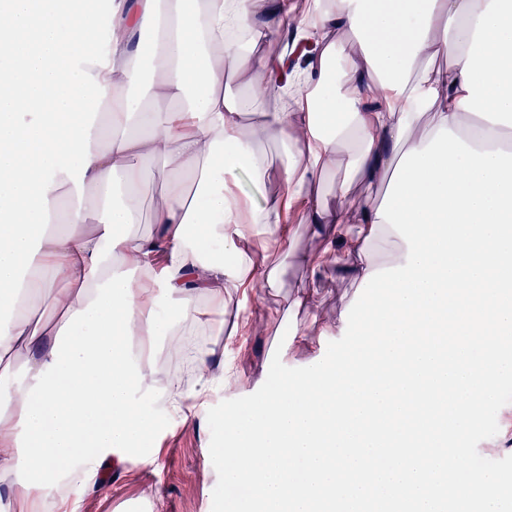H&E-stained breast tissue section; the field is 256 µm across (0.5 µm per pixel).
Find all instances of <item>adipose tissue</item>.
I'll use <instances>...</instances> for the list:
<instances>
[{"label":"adipose tissue","instance_id":"adipose-tissue-1","mask_svg":"<svg viewBox=\"0 0 512 512\" xmlns=\"http://www.w3.org/2000/svg\"><path fill=\"white\" fill-rule=\"evenodd\" d=\"M288 28L291 54L241 48ZM103 30L72 0H0V512H69L72 474L154 461L161 415L190 421L224 380L202 341L193 383L161 371L160 343L278 296L253 247H287L295 207L323 249L294 308L333 271L369 295L326 328L342 353L230 419L209 451L224 482L252 512H512L459 441L512 372V0H312L302 18L291 0H108ZM283 91L293 109L259 113L280 133L274 167L241 119ZM144 158L159 231L131 236ZM240 169L280 192L246 207ZM384 176L382 200H352Z\"/></svg>","mask_w":512,"mask_h":512}]
</instances>
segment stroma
<instances>
[{"label":"stroma","mask_w":512,"mask_h":512,"mask_svg":"<svg viewBox=\"0 0 512 512\" xmlns=\"http://www.w3.org/2000/svg\"><path fill=\"white\" fill-rule=\"evenodd\" d=\"M297 224L289 254L279 261L280 295L264 305L251 300L244 307L257 332L241 345L229 343L223 335L213 339L218 357L235 375L232 385L213 388L208 405L192 421L163 422L153 463L104 472L101 486H76L69 498L77 512H133L140 505L146 512H248L244 487L228 486L223 495L213 494L214 485L222 481L224 462L209 457V449L223 447L228 439L229 414L255 412V386L278 383L284 374L302 371L311 356L332 357L343 349V340L324 330L339 318L344 303L359 293L349 278L334 275L322 280L317 307L293 310L292 298L309 278L300 258L322 247L305 218H298ZM296 321L306 324L309 344L291 354L286 346ZM463 442L472 459L496 471L505 498L512 500V374L499 382L495 409L482 415Z\"/></svg>","instance_id":"35a3bbf8"}]
</instances>
